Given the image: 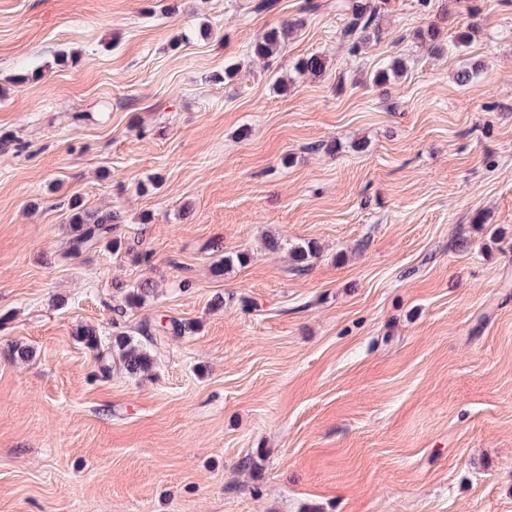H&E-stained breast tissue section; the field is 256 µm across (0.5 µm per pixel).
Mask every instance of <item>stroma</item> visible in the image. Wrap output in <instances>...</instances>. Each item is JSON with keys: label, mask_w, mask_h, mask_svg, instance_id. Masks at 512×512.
Returning <instances> with one entry per match:
<instances>
[{"label": "stroma", "mask_w": 512, "mask_h": 512, "mask_svg": "<svg viewBox=\"0 0 512 512\" xmlns=\"http://www.w3.org/2000/svg\"><path fill=\"white\" fill-rule=\"evenodd\" d=\"M256 2L0 0V512H512V0H387L356 56L334 0ZM75 199L119 252L66 257ZM295 25L291 22L281 27H271L265 30L253 43L252 52L264 58L279 54L282 45L294 32ZM407 70L406 63L402 58H393L383 66L374 70L370 75V81L373 85L382 86L391 79L401 77ZM112 337V344L104 348L101 335L94 328L82 329L77 333V337L86 348L96 352L95 358L100 364V370L105 376L112 372V363L107 355L118 356V360L123 369L130 374L147 372L152 364V357L143 346L134 342L133 339L125 333L115 334Z\"/></svg>", "instance_id": "1"}]
</instances>
